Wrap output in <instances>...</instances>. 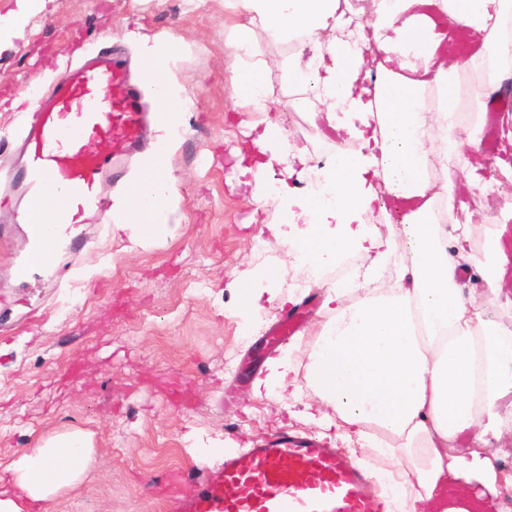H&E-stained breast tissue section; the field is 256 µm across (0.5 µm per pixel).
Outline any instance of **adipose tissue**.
Segmentation results:
<instances>
[{"label":"adipose tissue","mask_w":512,"mask_h":512,"mask_svg":"<svg viewBox=\"0 0 512 512\" xmlns=\"http://www.w3.org/2000/svg\"><path fill=\"white\" fill-rule=\"evenodd\" d=\"M238 16L224 42L232 61L231 109L246 113L254 136L237 166L250 178V198L284 249L285 261L236 272L237 315L251 322L263 295H278L282 264L319 271L342 255L372 254L405 261L382 296L362 292L374 265H359L330 288L304 379L331 407L321 425L342 422L376 456L405 462L380 470L402 512H437L442 487H456L446 512H469L473 502L498 506L512 491L491 454L455 447L464 433L482 439L499 426L497 405L512 394V331L480 320L477 298L457 279L471 253V224L447 226L437 204L454 208L447 184L429 174L439 145L457 155L479 144V125L454 137L460 99L457 77L478 68L485 96L512 80V0H226ZM292 44L282 63L298 95L295 110H311L316 127L356 141L331 143L322 166L291 140L269 98L267 55L253 38ZM469 32L467 59H451L450 34ZM143 69L161 106L160 145L112 202L113 233L137 246L176 236L170 163L173 136L190 104L169 78L180 48L143 36ZM396 211L404 236L382 233L369 215ZM92 433L71 430L42 437L10 463L13 492L0 512H23L76 486L94 462Z\"/></svg>","instance_id":"ef3b65f1"}]
</instances>
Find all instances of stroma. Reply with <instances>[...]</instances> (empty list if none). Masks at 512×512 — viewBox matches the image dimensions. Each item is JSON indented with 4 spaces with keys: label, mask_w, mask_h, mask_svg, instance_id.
<instances>
[{
    "label": "stroma",
    "mask_w": 512,
    "mask_h": 512,
    "mask_svg": "<svg viewBox=\"0 0 512 512\" xmlns=\"http://www.w3.org/2000/svg\"><path fill=\"white\" fill-rule=\"evenodd\" d=\"M235 21L224 0H46L22 27L0 33V128L15 124V99L46 84L82 44L124 46L139 69L136 32L179 44L173 76L192 97L171 155L180 236L135 248L111 225L89 224L78 258L58 250L51 266L21 280L27 231L0 208V463L52 432L82 429L96 446L82 483L37 512H168L153 492L166 474L203 483L225 453L278 429L349 446L340 430L311 421L321 406L313 389L258 395L266 365L238 370L289 305L262 301L248 325L234 313L235 268L284 255L235 184L232 150L243 134L224 120L232 69L224 40ZM280 119L312 160L326 155L309 113L285 110ZM95 266L99 274L85 279ZM300 277L284 267L283 294L317 299L290 342L302 381L332 281L311 289Z\"/></svg>",
    "instance_id": "stroma-1"
}]
</instances>
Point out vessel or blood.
<instances>
[{"label":"vessel or blood","instance_id":"vessel-or-blood-1","mask_svg":"<svg viewBox=\"0 0 512 512\" xmlns=\"http://www.w3.org/2000/svg\"><path fill=\"white\" fill-rule=\"evenodd\" d=\"M148 79L132 81L120 47L90 49L37 90L22 123V179L31 193L64 192L54 231L73 254L79 228L101 223L110 209L99 190L104 174L121 180L123 161L146 144ZM108 144L101 152L100 144ZM298 310L266 332L269 346L295 336ZM182 474L168 475L170 512H386L368 469L315 437L278 433L266 443L225 456L218 475L186 495Z\"/></svg>","mask_w":512,"mask_h":512}]
</instances>
